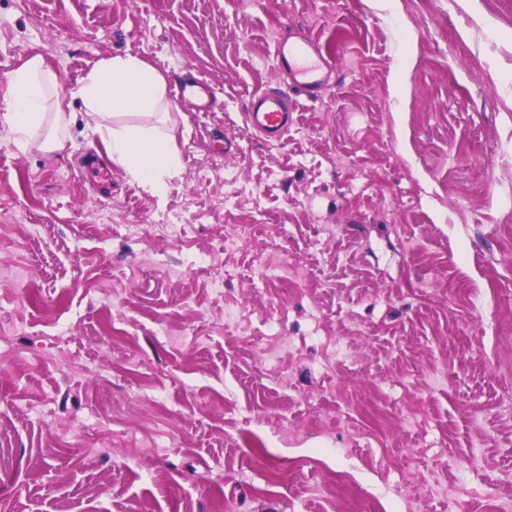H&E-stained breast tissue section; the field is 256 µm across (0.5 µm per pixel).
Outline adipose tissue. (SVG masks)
Returning <instances> with one entry per match:
<instances>
[{"mask_svg":"<svg viewBox=\"0 0 512 512\" xmlns=\"http://www.w3.org/2000/svg\"><path fill=\"white\" fill-rule=\"evenodd\" d=\"M10 99L4 118L18 146L45 122L55 127L43 147L64 149L57 129L66 117L59 101L58 79L41 55L25 59L10 75ZM79 93L93 123L89 130L101 139L112 162L158 196L166 191L167 177L180 165L174 135L167 125L171 103L162 73L145 60L116 56L100 60L82 81ZM129 114L140 115L136 124L125 123Z\"/></svg>","mask_w":512,"mask_h":512,"instance_id":"obj_1","label":"adipose tissue"}]
</instances>
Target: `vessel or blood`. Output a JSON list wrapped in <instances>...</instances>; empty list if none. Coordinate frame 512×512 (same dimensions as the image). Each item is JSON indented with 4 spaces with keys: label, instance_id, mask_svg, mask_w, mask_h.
<instances>
[{
    "label": "vessel or blood",
    "instance_id": "obj_1",
    "mask_svg": "<svg viewBox=\"0 0 512 512\" xmlns=\"http://www.w3.org/2000/svg\"><path fill=\"white\" fill-rule=\"evenodd\" d=\"M276 61L279 69L290 76L287 89H259L250 98L245 112L248 128L270 143L280 142L287 135L298 98L320 99L334 64L312 38L278 43Z\"/></svg>",
    "mask_w": 512,
    "mask_h": 512
}]
</instances>
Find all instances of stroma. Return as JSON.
Returning a JSON list of instances; mask_svg holds the SVG:
<instances>
[{
  "instance_id": "obj_1",
  "label": "stroma",
  "mask_w": 512,
  "mask_h": 512,
  "mask_svg": "<svg viewBox=\"0 0 512 512\" xmlns=\"http://www.w3.org/2000/svg\"><path fill=\"white\" fill-rule=\"evenodd\" d=\"M304 37L336 69L264 142ZM32 54L69 123L54 153L0 123V512L512 500V0H0V113ZM126 54L218 92L171 113L161 197L86 131ZM276 61L278 68L290 76L288 90L259 89L250 98L245 112L248 128L270 143L281 142L288 134L297 97L309 101L321 98L334 67L333 59L323 53L313 38L288 45L278 43Z\"/></svg>"
}]
</instances>
